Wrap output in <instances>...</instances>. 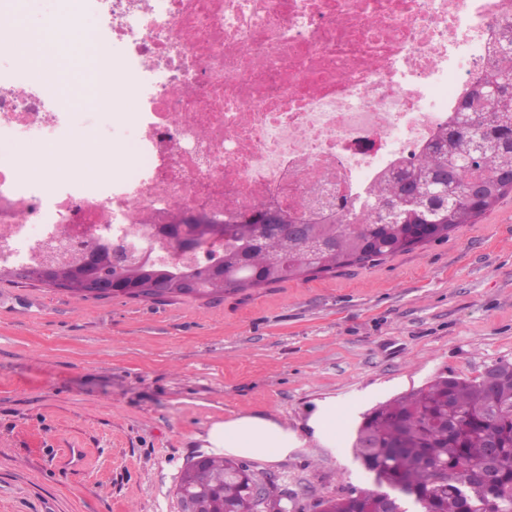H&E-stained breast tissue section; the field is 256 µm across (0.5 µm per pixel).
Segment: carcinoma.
<instances>
[{"label": "carcinoma", "mask_w": 512, "mask_h": 512, "mask_svg": "<svg viewBox=\"0 0 512 512\" xmlns=\"http://www.w3.org/2000/svg\"><path fill=\"white\" fill-rule=\"evenodd\" d=\"M500 57L484 80H512V25L500 33ZM484 84L472 88L461 113L401 175L391 173L375 191L377 207L402 197L426 194L435 185L452 197L432 194L423 205L396 219L379 221L368 205L359 223L337 216L325 224L284 228L288 219L271 217L242 241L224 239V284L208 290L196 268L157 264L124 266L127 284L156 277L167 295H185L180 279L196 277L195 297L221 296L247 288L299 279L309 273L334 272L343 266L372 265L448 238L461 224H473L512 194V85L485 101ZM458 430L447 434V420ZM377 445L366 454L364 436ZM500 444L496 483L470 479V470ZM356 453L375 476L377 489L329 501L334 512H356L362 503L378 508L381 499H410L421 512H508L512 510V377L493 387L473 380L438 378L428 385L379 405L362 422ZM209 485L214 501L235 512H255L256 503L240 477V465L217 456L204 468L187 466L179 485Z\"/></svg>", "instance_id": "cac0c4a2"}]
</instances>
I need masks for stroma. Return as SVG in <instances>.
Here are the masks:
<instances>
[{
  "mask_svg": "<svg viewBox=\"0 0 512 512\" xmlns=\"http://www.w3.org/2000/svg\"><path fill=\"white\" fill-rule=\"evenodd\" d=\"M59 101L112 138L66 55ZM512 363V196L476 223L373 266L223 297L85 299L0 277V512H180L175 488L203 434L240 414L303 448L248 461L288 512L372 490L354 454L364 417L439 377ZM338 402L336 444L313 438ZM314 438L326 441L336 438V400L327 399L319 403L308 421Z\"/></svg>",
  "mask_w": 512,
  "mask_h": 512,
  "instance_id": "stroma-1",
  "label": "stroma"
}]
</instances>
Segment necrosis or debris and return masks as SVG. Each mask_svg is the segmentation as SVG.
Wrapping results in <instances>:
<instances>
[{
    "instance_id": "4bbe7bcc",
    "label": "necrosis or debris",
    "mask_w": 512,
    "mask_h": 512,
    "mask_svg": "<svg viewBox=\"0 0 512 512\" xmlns=\"http://www.w3.org/2000/svg\"><path fill=\"white\" fill-rule=\"evenodd\" d=\"M112 50L111 162L46 182V142L76 123L46 86L0 69V268L72 262L92 240L191 267L156 225L202 208L295 223L357 217L375 186L452 123L491 69L512 0H82Z\"/></svg>"
}]
</instances>
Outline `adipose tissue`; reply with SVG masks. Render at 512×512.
Returning <instances> with one entry per match:
<instances>
[{"label":"adipose tissue","instance_id":"ef3b65f1","mask_svg":"<svg viewBox=\"0 0 512 512\" xmlns=\"http://www.w3.org/2000/svg\"><path fill=\"white\" fill-rule=\"evenodd\" d=\"M204 442L212 455L261 462L287 458L305 444L304 438L286 424L248 414L213 423L206 431Z\"/></svg>","mask_w":512,"mask_h":512}]
</instances>
